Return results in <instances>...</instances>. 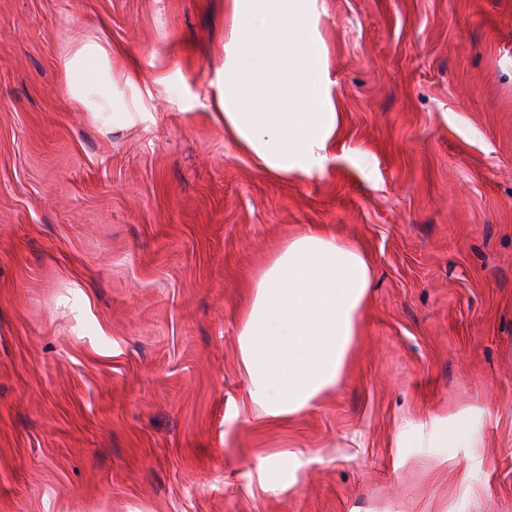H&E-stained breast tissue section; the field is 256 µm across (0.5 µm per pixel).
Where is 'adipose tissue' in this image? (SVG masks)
Returning a JSON list of instances; mask_svg holds the SVG:
<instances>
[{
    "mask_svg": "<svg viewBox=\"0 0 512 512\" xmlns=\"http://www.w3.org/2000/svg\"><path fill=\"white\" fill-rule=\"evenodd\" d=\"M224 61L214 101L224 135L256 167L290 179L323 170L341 129L318 0H226ZM66 81L88 112H127L112 88L135 85L96 42L69 60ZM371 266L352 244L313 229L288 241L254 283L238 335L252 402L271 417L295 415L338 383L359 334Z\"/></svg>",
    "mask_w": 512,
    "mask_h": 512,
    "instance_id": "ef3b65f1",
    "label": "adipose tissue"
}]
</instances>
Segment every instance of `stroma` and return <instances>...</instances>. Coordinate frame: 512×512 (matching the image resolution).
<instances>
[{"label":"stroma","instance_id":"1","mask_svg":"<svg viewBox=\"0 0 512 512\" xmlns=\"http://www.w3.org/2000/svg\"><path fill=\"white\" fill-rule=\"evenodd\" d=\"M224 2L0 0V512H512V0H319L343 124L288 181L210 108ZM87 41L142 66L129 117L77 111ZM317 227L374 286L266 417L251 284Z\"/></svg>","mask_w":512,"mask_h":512}]
</instances>
